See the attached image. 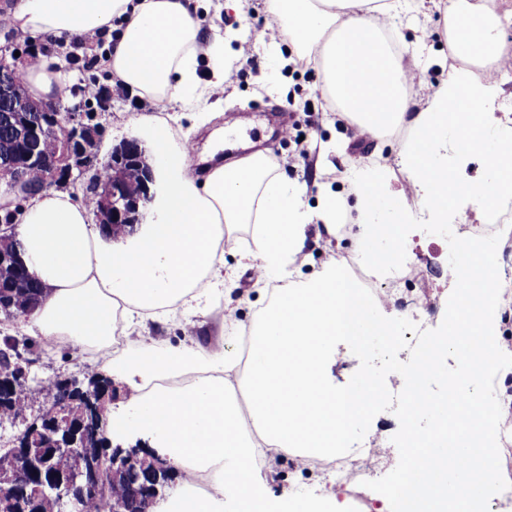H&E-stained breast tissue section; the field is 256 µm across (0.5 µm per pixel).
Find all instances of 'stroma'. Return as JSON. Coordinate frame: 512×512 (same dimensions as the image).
<instances>
[{
    "instance_id": "35a3bbf8",
    "label": "stroma",
    "mask_w": 512,
    "mask_h": 512,
    "mask_svg": "<svg viewBox=\"0 0 512 512\" xmlns=\"http://www.w3.org/2000/svg\"><path fill=\"white\" fill-rule=\"evenodd\" d=\"M205 30H218L224 40L225 103L220 108L187 107L178 100L160 103L149 99L132 102L109 98L97 109L104 127L101 149H109L123 138L138 135L145 143H154L151 125L139 123L142 115L154 116L169 132L172 142L191 138L194 158L188 173L203 180L209 167L235 158L263 151L274 173L289 185L302 188V201L315 208L321 184H330L340 195H349L356 187V177L367 174L376 164L385 167L404 166L399 142L386 137L378 142H365L359 150L350 146L349 119L326 102L320 116L305 112L303 105L324 85L322 66L313 58H298L294 46L285 36L281 20L270 9L268 0H238L228 8L225 0H202L198 10ZM403 55L418 64L424 72L422 83L411 90L416 109L431 105L452 70L446 41L447 21L443 0H407L394 20ZM251 43V59H243V43ZM65 69V81L81 86L95 82L111 89L110 75L101 66H86L85 57L72 46L56 43L50 47ZM249 113L247 124H235L240 113ZM296 125L308 137L310 156L307 162L295 161L293 143L282 136L284 124ZM308 257L296 268L292 282H307L335 266L347 263L352 254L344 229L335 234L309 237ZM409 262L416 271L415 282L394 294L382 310L384 316L397 318L402 306L422 303L429 328H437L445 315L452 287L448 282L449 245L443 237L416 232L408 244ZM270 287H257L251 272H241L234 283L225 284L210 295L206 310L198 312L202 324L196 338L202 343L235 352L236 346L228 328H249L269 302ZM233 310L235 324L224 320L226 310ZM0 336L20 338L18 347L30 364L32 374L52 383L71 376L107 375V368L86 347L57 348L40 337L29 335L19 319L0 324ZM266 490L279 499L296 493L298 488L315 487L319 493L338 490L340 499H348L350 487L338 486L326 467L312 463L298 467L288 456L266 461L262 469Z\"/></svg>"
}]
</instances>
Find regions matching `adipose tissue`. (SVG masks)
I'll return each instance as SVG.
<instances>
[{"instance_id": "obj_1", "label": "adipose tissue", "mask_w": 512, "mask_h": 512, "mask_svg": "<svg viewBox=\"0 0 512 512\" xmlns=\"http://www.w3.org/2000/svg\"><path fill=\"white\" fill-rule=\"evenodd\" d=\"M271 4L287 19L292 40L320 59L330 95L355 127L376 136L405 124L415 134L405 150L413 168L408 189L388 193L378 174L366 179L356 198L363 219L352 238L368 262L388 268L398 262L399 244L410 231L408 194L427 199L432 214L444 218L459 200L486 208L512 190V145L491 153L490 181L464 185L455 176L456 159L482 148L495 123L486 107L498 89L474 82L471 72L475 65L506 61L494 12L477 0H448V53L465 66L449 75L429 108L414 113L407 68L384 37L392 0ZM197 11L196 0H12L9 7L15 31L59 41L120 21L122 33L106 61L112 82L156 102L187 93L204 103L224 83V47L202 29ZM201 54L211 69L204 81L196 69ZM24 76L34 99L60 98L64 80L56 58L26 68ZM155 149L162 155L152 206L157 218L133 234L105 236L84 197L66 191L0 197V216L10 215L22 257L44 290L29 330L56 346L92 345L111 361L129 405L139 411L138 427L157 438L182 476L160 512H221L226 500L234 512H342L339 503L323 498L270 499L254 465L259 457L335 458L350 443L354 423L367 415L350 393L328 385L324 365L338 342L355 345L360 337L387 334L390 326L368 303L360 318L348 320L356 292L342 266L274 289L252 328L247 390L259 430L249 443L224 401L238 367L234 355L160 341L136 347L115 338L113 325L127 331L176 310L191 313L228 252L252 261L258 280L280 278L302 259L311 223L335 232L347 203L326 184L315 210L305 209L300 189L274 176L258 154L217 167L199 182L186 172V148H168L162 135ZM385 197L395 212L392 221H365ZM240 224L252 225L250 244L237 237ZM196 369L210 372L211 380L179 394L156 385Z\"/></svg>"}]
</instances>
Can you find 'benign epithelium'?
Listing matches in <instances>:
<instances>
[{
	"label": "benign epithelium",
	"instance_id": "7a95c632",
	"mask_svg": "<svg viewBox=\"0 0 512 512\" xmlns=\"http://www.w3.org/2000/svg\"><path fill=\"white\" fill-rule=\"evenodd\" d=\"M13 65L8 61L7 48L0 47V125L10 126L15 153L0 158V195L18 192H42L60 189L85 180L87 173H96L88 180L86 194L99 199L97 218L101 224H141L152 202L150 184L154 181L153 164L137 137L123 139L106 156H100L99 131L95 114L80 111V104L70 107L55 106L46 117L32 116L34 111L26 84L10 80ZM45 138L57 145L51 157L39 151ZM138 168L140 188L131 195L127 190L126 166ZM39 169L42 181L32 184L23 173V167ZM10 268L15 279L30 277L19 256H0V270ZM37 378L23 367L15 377L0 378V420L24 424L11 442L0 448V465L11 470L12 480L0 490V504L14 506L16 512H37V504L44 497L56 503V512H86L88 498L94 495L108 476L120 473L124 477L128 495H119L112 504V512H151L163 490L166 468L153 464L149 469L137 465L135 449L116 446L102 456L87 442L109 432V421L103 399L97 397L92 382L76 377L66 378L54 402L38 409L32 420L26 411L13 408V394L18 386L29 391ZM86 405L77 420L66 414L69 393L82 386ZM59 454L72 455L82 461L75 472L60 474L55 471L54 459Z\"/></svg>",
	"mask_w": 512,
	"mask_h": 512
}]
</instances>
